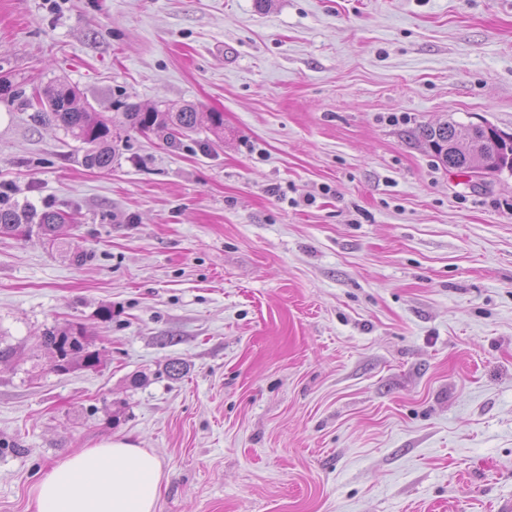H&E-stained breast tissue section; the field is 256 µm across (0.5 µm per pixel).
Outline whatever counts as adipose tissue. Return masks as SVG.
Here are the masks:
<instances>
[{
	"label": "adipose tissue",
	"instance_id": "obj_1",
	"mask_svg": "<svg viewBox=\"0 0 512 512\" xmlns=\"http://www.w3.org/2000/svg\"><path fill=\"white\" fill-rule=\"evenodd\" d=\"M159 458L114 438L59 460L33 488L35 512H156Z\"/></svg>",
	"mask_w": 512,
	"mask_h": 512
}]
</instances>
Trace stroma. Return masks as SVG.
I'll return each instance as SVG.
<instances>
[{"instance_id":"obj_1","label":"stroma","mask_w":512,"mask_h":512,"mask_svg":"<svg viewBox=\"0 0 512 512\" xmlns=\"http://www.w3.org/2000/svg\"><path fill=\"white\" fill-rule=\"evenodd\" d=\"M0 76L224 115L101 172L0 99V192L77 218L0 236V512L110 437L156 512H512V172L417 137L512 134V0H0ZM485 127L491 128L492 136H488ZM428 147L436 154L442 165L448 169H472L473 159L478 154H497L501 165L510 162L512 171V140L510 151L508 143L501 135L505 134L490 126L469 125L446 122L437 126L423 127L420 131ZM451 143V149H448ZM85 336L79 325L54 326L43 332L40 346L50 355L54 370L93 368L100 362L99 352L90 350Z\"/></svg>"}]
</instances>
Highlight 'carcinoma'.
<instances>
[{
  "instance_id": "1",
  "label": "carcinoma",
  "mask_w": 512,
  "mask_h": 512,
  "mask_svg": "<svg viewBox=\"0 0 512 512\" xmlns=\"http://www.w3.org/2000/svg\"><path fill=\"white\" fill-rule=\"evenodd\" d=\"M0 95L21 100L25 108L32 110L30 119L39 124H51L62 128L66 134L85 145L84 162L92 169L107 170L112 165L113 120L96 112L89 104L78 101L77 91L67 85L57 84L34 91L25 96L22 90H14L8 83L0 84ZM121 125L139 133H163L174 142L197 131L202 126L215 135L224 132V116L221 112L202 113L193 104L178 108L153 106L143 108L138 104L119 102ZM428 147L448 169H470L478 154H497L501 164L512 163V150L496 128L486 134L485 127L463 126L446 122L427 126L420 131ZM69 219V213L47 207L19 211L11 206H0V234H16L25 228V234L37 228L38 234L50 244H55L58 232ZM40 346L50 355L52 368L66 372L78 368H93L100 362L99 352L89 348L86 332L79 325L64 324L45 330Z\"/></svg>"
}]
</instances>
